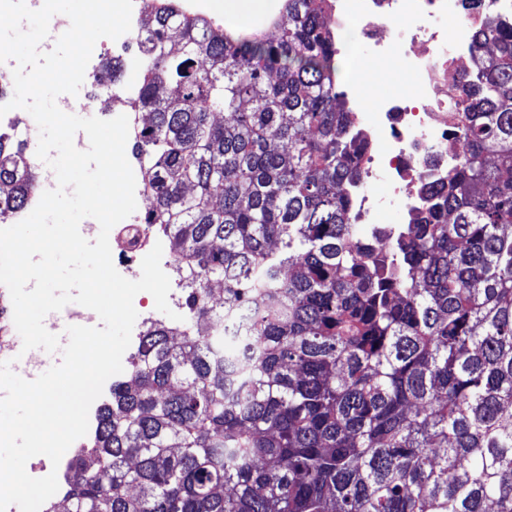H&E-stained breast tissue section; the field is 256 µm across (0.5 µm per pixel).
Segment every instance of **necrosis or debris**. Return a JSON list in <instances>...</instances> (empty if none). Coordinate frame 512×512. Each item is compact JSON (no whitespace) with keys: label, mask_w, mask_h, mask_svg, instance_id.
Here are the masks:
<instances>
[{"label":"necrosis or debris","mask_w":512,"mask_h":512,"mask_svg":"<svg viewBox=\"0 0 512 512\" xmlns=\"http://www.w3.org/2000/svg\"><path fill=\"white\" fill-rule=\"evenodd\" d=\"M327 15L333 28L357 27V46L346 52L349 76L362 61L398 58L412 89L356 115L366 147L362 179L348 196L358 221L376 224L388 211L415 215L422 185L440 186L461 151L453 131L463 120L465 85L478 80L476 32L490 20L512 25V0H328ZM109 242L113 255L142 257L157 237L131 215L113 227Z\"/></svg>","instance_id":"4bbe7bcc"}]
</instances>
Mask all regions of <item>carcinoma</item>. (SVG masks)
Segmentation results:
<instances>
[{"label": "carcinoma", "instance_id": "carcinoma-1", "mask_svg": "<svg viewBox=\"0 0 512 512\" xmlns=\"http://www.w3.org/2000/svg\"><path fill=\"white\" fill-rule=\"evenodd\" d=\"M325 11L248 34L149 0L133 149L188 324L142 332L46 512H512V26L480 31L448 184L365 233ZM10 139L1 221L37 183Z\"/></svg>", "mask_w": 512, "mask_h": 512}]
</instances>
